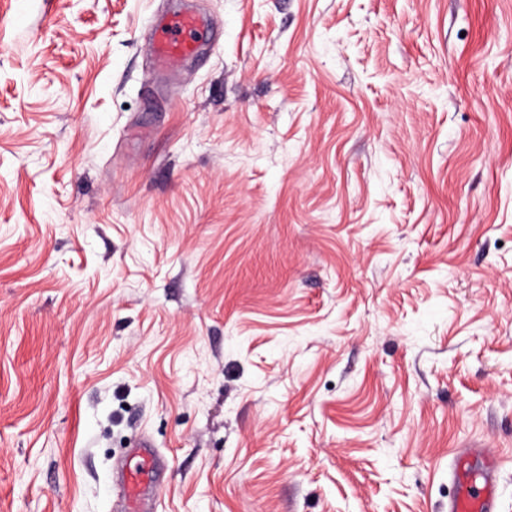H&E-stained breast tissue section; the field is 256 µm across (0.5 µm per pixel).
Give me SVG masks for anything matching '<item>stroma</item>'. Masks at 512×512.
Wrapping results in <instances>:
<instances>
[{
    "instance_id": "1",
    "label": "stroma",
    "mask_w": 512,
    "mask_h": 512,
    "mask_svg": "<svg viewBox=\"0 0 512 512\" xmlns=\"http://www.w3.org/2000/svg\"><path fill=\"white\" fill-rule=\"evenodd\" d=\"M193 10L198 57L142 32ZM512 512V0H0V512ZM138 461L134 468L122 474L124 509L122 512H153L155 487L153 477L158 469V459L148 439L141 440L134 448ZM473 456L482 457L481 465L473 464ZM452 459L456 491L448 500V512H498L497 454L488 448H457Z\"/></svg>"
}]
</instances>
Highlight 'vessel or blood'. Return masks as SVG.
Listing matches in <instances>:
<instances>
[{
    "instance_id": "vessel-or-blood-1",
    "label": "vessel or blood",
    "mask_w": 512,
    "mask_h": 512,
    "mask_svg": "<svg viewBox=\"0 0 512 512\" xmlns=\"http://www.w3.org/2000/svg\"><path fill=\"white\" fill-rule=\"evenodd\" d=\"M211 21L188 10L164 17L151 29L150 44L158 68L171 69L196 57L201 36ZM137 463L122 476L123 512H153V478L158 459L149 440H141L134 450ZM500 461L490 449L458 448L453 452L452 481L455 493L448 501V512H498L497 476Z\"/></svg>"
}]
</instances>
